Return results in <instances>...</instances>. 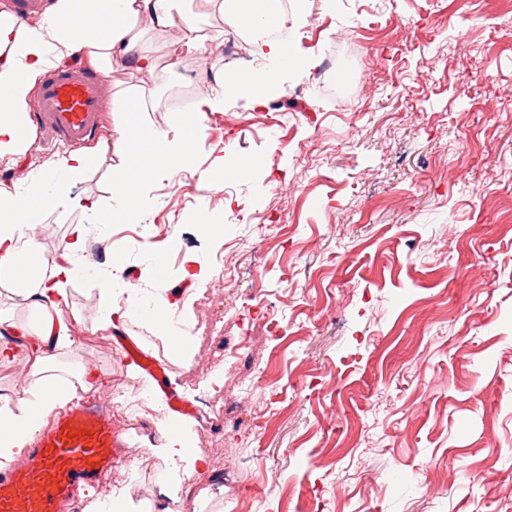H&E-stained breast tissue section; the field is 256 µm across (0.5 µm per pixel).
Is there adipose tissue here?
Listing matches in <instances>:
<instances>
[{"mask_svg": "<svg viewBox=\"0 0 512 512\" xmlns=\"http://www.w3.org/2000/svg\"><path fill=\"white\" fill-rule=\"evenodd\" d=\"M233 7L237 25L250 30L262 19L287 26L288 16L280 0H195L192 9L180 7L179 0H57L38 24L21 22L8 9L0 10V167L16 165L32 143L29 118L32 92L45 71L61 63L89 64L108 69L122 64L144 74L158 67V38L177 34L182 49L206 53L209 39L202 35L199 18L223 16ZM265 65L226 81L229 92L268 93L273 86L274 67L293 65L295 58L285 42H264ZM119 112L110 151L116 161L112 192L125 200L124 208L99 209L92 198L77 199L69 187L94 160L90 153H68L45 162L38 177L10 183L0 182V361L24 353L32 381L22 399L0 394V468L10 465L38 432L41 422L64 403L92 391L93 369L78 361L81 314L65 313L60 284L77 278H99L103 309L99 329L125 331L138 319L136 308L121 305L126 293L123 263L109 260L98 266L86 259L92 242L84 232L73 234L58 250L45 253L37 236L49 214L74 206L96 212L103 225L141 223L136 207L137 189L127 176L129 146L141 139L148 149L139 162L142 175L159 169L176 173L190 169L197 156L190 130L195 114H183L176 134L156 127L146 117L147 92L143 84L126 87L113 98ZM28 251H20V242ZM23 298L38 315L36 327L19 321L15 298ZM191 303L176 304L157 298L147 316L163 335L173 355L181 361L192 357L188 332ZM70 355V362L58 358V350ZM160 437L150 449L156 458L181 463L182 471L169 475L171 491H179L183 475L199 471L203 459L187 433L184 418L167 414L158 425Z\"/></svg>", "mask_w": 512, "mask_h": 512, "instance_id": "obj_1", "label": "adipose tissue"}]
</instances>
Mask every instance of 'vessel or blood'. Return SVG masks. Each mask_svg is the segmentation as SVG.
Returning a JSON list of instances; mask_svg holds the SVG:
<instances>
[{"label": "vessel or blood", "instance_id": "obj_1", "mask_svg": "<svg viewBox=\"0 0 512 512\" xmlns=\"http://www.w3.org/2000/svg\"><path fill=\"white\" fill-rule=\"evenodd\" d=\"M103 106L101 75L76 67L49 71L34 111L43 143L94 140ZM124 446L110 410L97 399L66 408L41 430L22 465L0 472V512H66L79 486L120 463Z\"/></svg>", "mask_w": 512, "mask_h": 512}]
</instances>
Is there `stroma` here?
I'll use <instances>...</instances> for the list:
<instances>
[{
    "mask_svg": "<svg viewBox=\"0 0 512 512\" xmlns=\"http://www.w3.org/2000/svg\"><path fill=\"white\" fill-rule=\"evenodd\" d=\"M292 30L300 67L274 72L273 93L201 110L195 167L141 184L145 223L104 236L90 211L46 221V252L78 227L104 239L90 262L122 252L136 306L190 295L194 325L228 323L186 363L149 321L130 323L166 369L161 388L130 378L94 328L98 281L66 283L97 395L153 400L115 409L139 455L112 477L136 475L131 506H170L172 465L148 445L171 390L207 461L183 482L198 512H512V0H301ZM246 67L220 47L158 67L151 120L175 131L168 87L194 74L204 94ZM112 175L97 156L71 193L120 208ZM161 250L163 280L147 269ZM188 259L205 281L181 279Z\"/></svg>",
    "mask_w": 512,
    "mask_h": 512,
    "instance_id": "35a3bbf8",
    "label": "stroma"
}]
</instances>
